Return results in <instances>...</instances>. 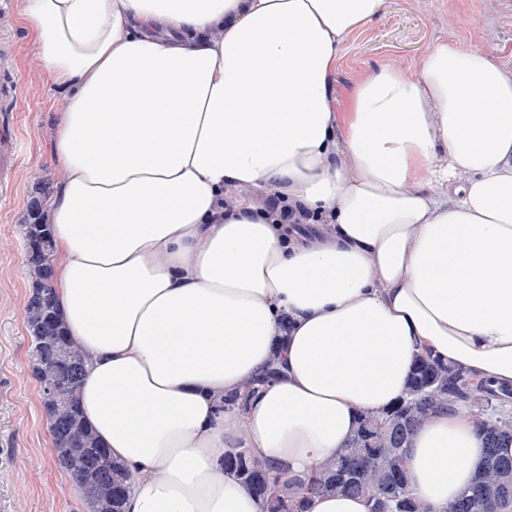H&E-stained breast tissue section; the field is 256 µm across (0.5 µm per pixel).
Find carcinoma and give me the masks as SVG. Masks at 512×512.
Wrapping results in <instances>:
<instances>
[{"label":"carcinoma","instance_id":"carcinoma-1","mask_svg":"<svg viewBox=\"0 0 512 512\" xmlns=\"http://www.w3.org/2000/svg\"><path fill=\"white\" fill-rule=\"evenodd\" d=\"M24 230L45 253L26 263L32 291L24 323L30 338L29 372L39 386L56 461L89 512H123L125 496L119 490L129 488L133 476L112 458L82 414L79 389L85 360L55 307L49 226L38 221ZM443 407L473 412L487 448L477 481L448 512H512V402L486 380L427 354L416 356L402 399L383 413L361 414L346 448L310 475L274 481L267 466L243 448L224 457V466L235 470L264 512H302L304 500L332 494L364 496L373 503V512H425L407 480V448L415 427Z\"/></svg>","mask_w":512,"mask_h":512}]
</instances>
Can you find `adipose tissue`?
<instances>
[{
    "label": "adipose tissue",
    "instance_id": "obj_1",
    "mask_svg": "<svg viewBox=\"0 0 512 512\" xmlns=\"http://www.w3.org/2000/svg\"><path fill=\"white\" fill-rule=\"evenodd\" d=\"M381 6L28 0L41 65L70 90L55 299L86 361L84 419L134 477L124 512H262L226 453L308 473L402 398L424 351L512 389V79L448 43L417 79L376 70L346 108L345 174L330 74ZM459 171L438 203L425 178ZM271 180L333 238L282 241L247 203L213 222L225 188ZM274 353L282 376L222 409ZM484 456L473 418L436 411L407 453L415 496L447 512Z\"/></svg>",
    "mask_w": 512,
    "mask_h": 512
}]
</instances>
